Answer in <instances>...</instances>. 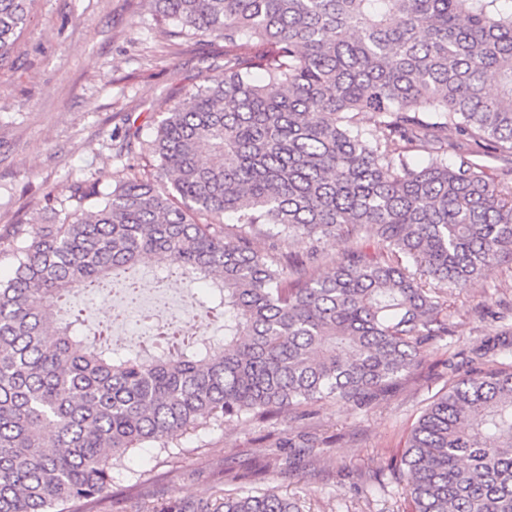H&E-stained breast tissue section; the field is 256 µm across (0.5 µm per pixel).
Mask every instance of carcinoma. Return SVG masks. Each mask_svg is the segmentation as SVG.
<instances>
[{
	"label": "carcinoma",
	"mask_w": 512,
	"mask_h": 512,
	"mask_svg": "<svg viewBox=\"0 0 512 512\" xmlns=\"http://www.w3.org/2000/svg\"><path fill=\"white\" fill-rule=\"evenodd\" d=\"M150 2L170 37L224 41V77L150 139L124 135L151 169L73 181L52 196L60 223L0 235V512H99L136 447L375 397L448 335L442 287L512 256V167L482 164L512 159V0ZM34 3L0 0V65ZM228 213L272 244L224 232ZM340 232L353 244L329 261L279 247ZM151 257L211 282L168 323L222 318L224 341L161 331L122 354L84 335L81 289ZM482 350L511 352L509 332ZM390 471L413 512H512V365L439 394ZM267 472L155 512H300Z\"/></svg>",
	"instance_id": "obj_1"
}]
</instances>
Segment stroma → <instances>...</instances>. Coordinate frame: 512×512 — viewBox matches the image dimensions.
<instances>
[{
	"mask_svg": "<svg viewBox=\"0 0 512 512\" xmlns=\"http://www.w3.org/2000/svg\"><path fill=\"white\" fill-rule=\"evenodd\" d=\"M224 43H184L155 24L149 0H37L30 22L0 66V234L36 217L58 220L50 191L74 180H111L129 123L150 130L184 93L217 77ZM450 332L426 365L374 400L329 399L278 419L242 422L183 439L171 458L144 446L112 472L107 512H149L156 499L210 501L225 471L268 464L281 494L302 512H410L388 468L412 425L440 391L473 367L480 341L512 332V259L479 287L448 299ZM293 447H279L281 437ZM292 462L290 478L278 472ZM155 495L129 497L133 474Z\"/></svg>",
	"mask_w": 512,
	"mask_h": 512,
	"instance_id": "35a3bbf8",
	"label": "stroma"
}]
</instances>
